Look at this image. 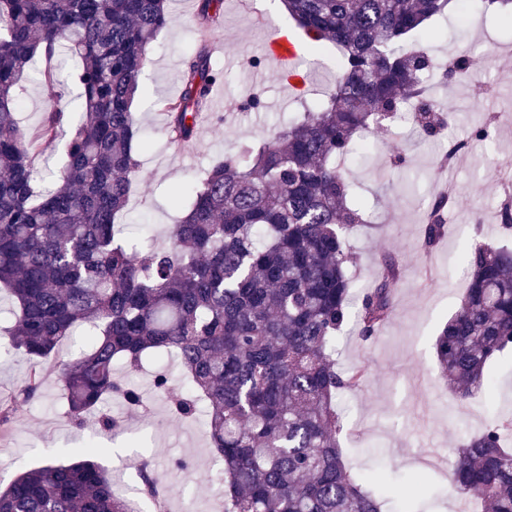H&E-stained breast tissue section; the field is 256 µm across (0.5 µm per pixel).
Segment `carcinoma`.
<instances>
[{"label": "carcinoma", "instance_id": "obj_1", "mask_svg": "<svg viewBox=\"0 0 512 512\" xmlns=\"http://www.w3.org/2000/svg\"><path fill=\"white\" fill-rule=\"evenodd\" d=\"M220 0H198L210 24ZM314 55L339 52L336 82L288 127L224 154L198 184L174 193L190 204L166 249L138 250L117 219L140 164L131 111L148 49L168 22L166 0H0V287L17 305L12 348L32 360L15 401L0 403V430L16 423V402L41 396L39 363L84 328L90 348L60 365L69 418L80 426L110 397L129 405L141 391L116 378L120 363L173 353L193 393L207 405L206 434L224 461V512H382L409 489L380 474L354 473L339 439L336 397L358 389L366 366L336 368L333 342L348 321L346 231L366 223L338 162L357 139L412 102L416 131L441 125L427 82L436 70L455 79L464 52L439 63L410 45L458 0H283ZM78 58L70 78L84 111L56 106L64 84L60 55ZM41 56L38 80L49 108L36 139L19 127L17 89ZM222 73L200 50L186 62L181 93L163 103L171 143L192 141ZM70 125L60 184L36 190L35 141ZM448 203L425 217L426 243L445 230ZM469 281L458 310L435 340L448 390L466 400L489 387L493 367L512 351V248L479 242L466 255ZM396 265L359 298L364 339L389 317ZM512 420L466 439L448 487L483 512H512ZM69 448L0 489V512H131L129 501L92 456ZM144 492L161 478L142 464Z\"/></svg>", "mask_w": 512, "mask_h": 512}]
</instances>
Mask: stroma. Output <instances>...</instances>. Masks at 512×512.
I'll list each match as a JSON object with an SVG mask.
<instances>
[{
	"label": "stroma",
	"mask_w": 512,
	"mask_h": 512,
	"mask_svg": "<svg viewBox=\"0 0 512 512\" xmlns=\"http://www.w3.org/2000/svg\"><path fill=\"white\" fill-rule=\"evenodd\" d=\"M195 10L196 0H171L170 20L150 47L132 107L147 146L138 155L139 172L119 221L126 226L127 238L155 248L167 246L170 227L183 215L171 204L176 187L193 183L240 142L285 128L336 79L337 52L330 44L320 55L307 58V86L298 96L289 93L287 81L270 63L251 65V58L262 55L272 29L291 23L279 0H226L217 26L206 34L195 23ZM434 25L441 32L432 45L439 60L476 40L484 42L489 55L490 70L478 83L456 81L436 90L453 128L465 134L491 120L494 108L512 110V23L502 19L499 7H484L463 23L451 11ZM203 43L224 81L209 98L213 120L203 122L194 144L180 150L164 137L166 116L154 101L178 95L184 64ZM254 93L262 107L242 108V101ZM19 100L20 126L34 135L47 110L35 70L24 75ZM370 139L373 149L355 151L344 166L367 209L366 223L347 233L356 255L350 268L351 291L358 295L374 287L388 258L400 265L402 275L393 287L391 316L373 337L361 339L352 320L336 336L340 369L368 366L364 386L336 399L340 440L353 471H375L396 484L426 474L430 485L416 502L419 512H456L458 498L449 490L446 475L468 435L494 420L512 417V354L496 369L489 389L460 402L449 394L440 374L434 342L467 287L461 253L479 241L512 246V237L497 220L500 199L494 192L499 173L512 170V127L500 129L478 148L472 162L456 168L457 195L447 212V232L429 248L423 244L424 216L435 190L439 154L409 126L396 124L371 133ZM398 152L406 154L407 166L392 165ZM12 308L11 298L0 290V400L20 387L32 365L5 338ZM160 371L169 374L175 391H183L177 359L153 358L142 370L126 374L143 392L147 407L132 410L107 401L79 427L68 417L57 379L47 375L41 398L21 404L13 432L0 436V485H8L21 469L39 466L60 449L93 445L103 448L100 462L110 476L120 479V493L141 495L139 463L150 459L171 488L168 512H178L189 500L198 512H215L224 486L205 474L216 455L204 422L177 419L168 401L155 396L152 380ZM103 415L117 418V426L103 430Z\"/></svg>",
	"instance_id": "stroma-1"
}]
</instances>
